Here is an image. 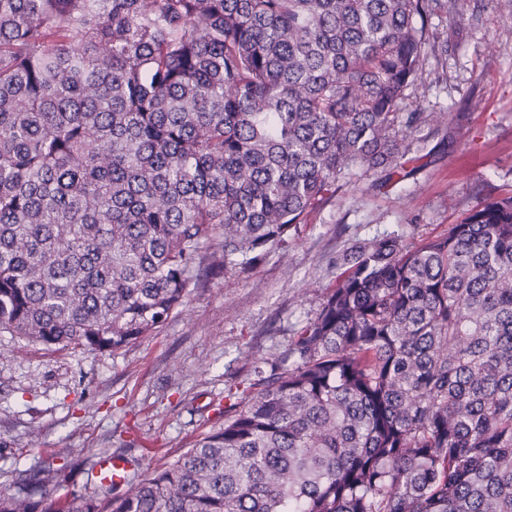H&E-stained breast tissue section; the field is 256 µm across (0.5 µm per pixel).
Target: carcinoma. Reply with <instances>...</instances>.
Segmentation results:
<instances>
[{"label":"carcinoma","instance_id":"carcinoma-1","mask_svg":"<svg viewBox=\"0 0 512 512\" xmlns=\"http://www.w3.org/2000/svg\"><path fill=\"white\" fill-rule=\"evenodd\" d=\"M442 0H0V333L112 351L261 264L336 182L384 189ZM224 425L134 488L0 512H512V192L336 258Z\"/></svg>","mask_w":512,"mask_h":512}]
</instances>
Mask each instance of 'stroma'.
<instances>
[{"label":"stroma","mask_w":512,"mask_h":512,"mask_svg":"<svg viewBox=\"0 0 512 512\" xmlns=\"http://www.w3.org/2000/svg\"><path fill=\"white\" fill-rule=\"evenodd\" d=\"M422 80L405 112H444L448 127L425 142L411 176L383 190L370 177L336 192L255 268L191 289L153 335L114 352L34 345L0 334V487L25 469L52 477L64 498L94 493L103 456H119L125 493L149 470L222 426L230 387L283 352L335 285V260L354 244L399 233H448L486 199L512 190V20L498 0H448L428 21Z\"/></svg>","instance_id":"stroma-1"}]
</instances>
